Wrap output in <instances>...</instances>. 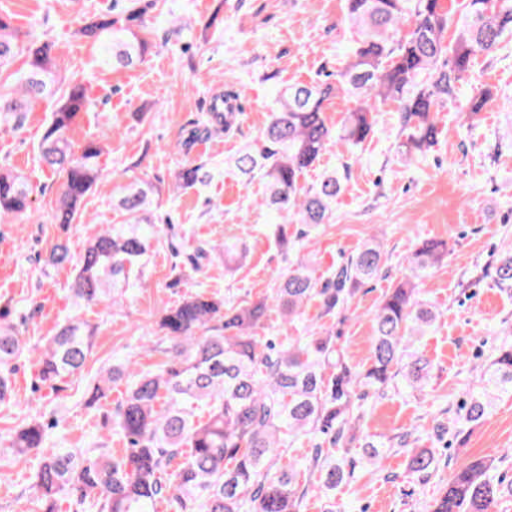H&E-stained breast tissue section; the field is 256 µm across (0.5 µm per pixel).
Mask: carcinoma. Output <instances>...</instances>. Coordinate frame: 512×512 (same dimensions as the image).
<instances>
[{
	"mask_svg": "<svg viewBox=\"0 0 512 512\" xmlns=\"http://www.w3.org/2000/svg\"><path fill=\"white\" fill-rule=\"evenodd\" d=\"M127 24L101 16L78 30L101 49L106 68H126L148 50L138 28L150 4L125 0ZM346 20L354 40L336 83L283 85L276 108L260 133L261 144L244 146L225 165L246 181L261 178V206L276 219V240L290 250L288 225L302 224L306 237L335 217L336 198L345 190L349 166L323 173L308 187L299 179L315 166L332 140L352 152L371 139L378 105L397 103L405 139L396 152L410 155L434 146L438 129L433 113L456 96L469 77L473 60L497 50L512 32V0H347ZM412 22L403 32L405 22ZM451 33L445 39V33ZM23 54L27 68L0 78V132L22 127L25 113L41 100L58 96L38 143L41 162L64 175L52 214L55 224L68 226L82 218V203L98 185L104 146L90 138L75 146L71 132L89 112L92 101L85 85L63 83V66L52 44L32 36L26 41L0 17V73ZM355 100L337 128L328 125L324 104L333 92ZM237 95L226 90L213 97L210 119L191 130L177 147L184 151L200 138L230 132L236 124ZM207 177L205 165L191 163L174 176V190L193 187ZM26 179L0 168V221L22 219L30 211ZM159 189L136 181L114 204L124 217L98 232L78 260L67 241L52 248L48 265L74 266L73 306L81 310L116 299L131 275L146 263L151 241L160 232L151 207ZM211 248L199 243L186 255L188 272ZM448 255L444 240L416 243L406 256L407 274L383 296L373 316L370 365L360 370L336 346L332 330L308 328L306 335L278 345L259 335L272 311L290 322L312 302L319 317L338 318L367 280L378 276L384 252L371 236L347 261L319 276L307 262L291 261L275 278L272 293L258 301L224 302L205 293L189 295L164 311L159 329L170 340L167 360L156 370L133 376L125 397L112 411L113 433L124 442L110 448H50L47 427L35 419L8 439L17 459L40 455L35 487L55 512L56 500L71 499L75 512H157L167 503L174 512H300L309 486L301 471L318 474L316 488L327 499L326 512H336V488L353 476L356 461L342 449L356 442L369 463L381 468L391 445L355 435L362 401L380 398L402 379L403 389L425 392L431 378L429 361L410 351V339L427 335L437 312L420 298L418 283ZM245 257L237 241L224 242V268L233 270ZM500 288H512V251L495 267ZM94 332L75 314L57 333L35 347L38 381L54 391L64 378L80 371L93 346ZM25 345L9 313L0 310V404L12 397V380ZM126 375L114 365L93 386L92 400L105 396ZM512 391V343L503 344L481 369L477 384L453 420L460 435L481 422L501 393ZM313 441L310 457L280 463L290 436ZM406 449L407 471L427 476L435 452L412 447L411 434L397 437ZM493 460L463 464L433 499L431 512H498L512 484L494 482Z\"/></svg>",
	"mask_w": 512,
	"mask_h": 512,
	"instance_id": "1",
	"label": "carcinoma"
}]
</instances>
